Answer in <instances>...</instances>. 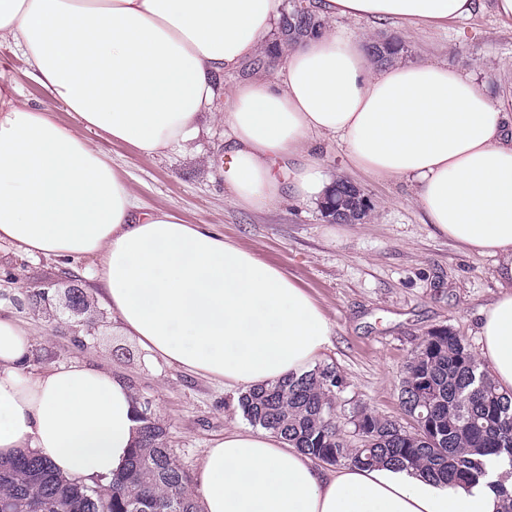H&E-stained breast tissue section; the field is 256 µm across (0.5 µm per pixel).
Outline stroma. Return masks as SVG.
Segmentation results:
<instances>
[{
    "label": "stroma",
    "mask_w": 512,
    "mask_h": 512,
    "mask_svg": "<svg viewBox=\"0 0 512 512\" xmlns=\"http://www.w3.org/2000/svg\"><path fill=\"white\" fill-rule=\"evenodd\" d=\"M335 25L380 41L402 40L404 60L472 72L491 99L512 95V29L501 26L490 7L445 31L404 33L388 23L340 18ZM3 82L11 86L17 105L51 112L60 125L76 126L74 114L6 41L0 42ZM89 138L111 158L143 211L168 212L186 224L212 226L284 270L323 308L330 336L318 363L334 368L343 379L336 411L343 434L352 435V417L362 409L403 421L400 382L428 331L450 329L480 351L484 311L501 292L494 259L469 252L424 224L408 184L353 176L373 206L371 217L359 224H339L325 216L321 204L288 197L261 211L236 206L219 168L222 122L202 124L187 150L152 156L101 131ZM96 264L92 257L34 258L0 242V316L31 331L32 367L86 360L120 373L137 401L151 402L180 462L197 472L205 449L223 438L226 428L247 427L240 393L153 359L122 336L99 298L97 281L89 277ZM64 272L81 279L90 302L85 318L92 328L64 318L51 320L31 309L30 292Z\"/></svg>",
    "instance_id": "1"
}]
</instances>
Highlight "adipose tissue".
<instances>
[{"mask_svg":"<svg viewBox=\"0 0 512 512\" xmlns=\"http://www.w3.org/2000/svg\"><path fill=\"white\" fill-rule=\"evenodd\" d=\"M282 0H0V40L73 112L64 127L0 88V241L29 256L98 258L102 301L152 357L249 391L308 371L329 343L322 308L281 268L204 224L142 212L88 132L151 155L184 149L215 112L216 80L264 55ZM478 0H316L320 18L444 29ZM367 38H303L283 66L234 85L224 181L263 210L331 190L320 145L346 167L417 189L437 234L496 257L506 288L485 311L481 357L512 391V98L436 63L376 66ZM30 338L0 317V459L33 453L84 482L121 472L139 436L135 394L79 361L33 370ZM508 467L444 486L392 465L328 469L266 430L233 427L207 448L202 512H497Z\"/></svg>","mask_w":512,"mask_h":512,"instance_id":"ef3b65f1","label":"adipose tissue"}]
</instances>
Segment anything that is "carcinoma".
Listing matches in <instances>:
<instances>
[{
  "label": "carcinoma",
  "mask_w": 512,
  "mask_h": 512,
  "mask_svg": "<svg viewBox=\"0 0 512 512\" xmlns=\"http://www.w3.org/2000/svg\"><path fill=\"white\" fill-rule=\"evenodd\" d=\"M310 9L291 8L282 19L285 41L293 44L314 33ZM373 57L388 62L404 52L397 39L370 46ZM361 192L336 181L331 208L342 223L365 220L371 205L358 210ZM343 381L336 370L317 366L241 398L246 419L288 445L328 465L371 468L381 463L422 470L443 485L475 482L487 475L488 456L508 460L498 479L504 507L512 512V393L500 390L470 345L442 328L422 337L409 358L400 386V407L412 421L401 423L361 410L353 415L355 442L336 426V399ZM140 439L128 467L91 484L62 477L47 461L22 454L0 462V503L10 512H201L194 477L168 446L156 419L138 418Z\"/></svg>",
  "instance_id": "1"
}]
</instances>
